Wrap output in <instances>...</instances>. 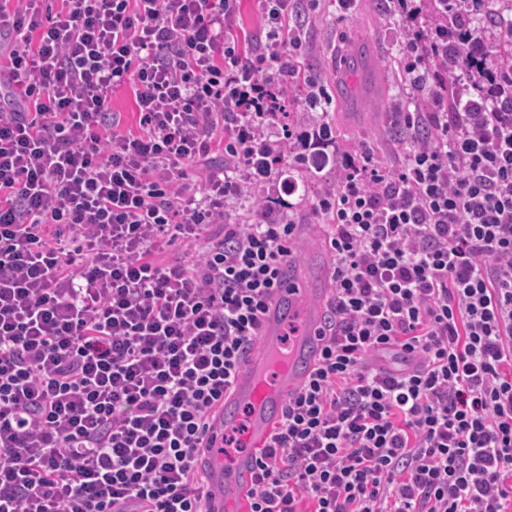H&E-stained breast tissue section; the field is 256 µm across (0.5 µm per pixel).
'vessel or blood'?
Masks as SVG:
<instances>
[{
  "mask_svg": "<svg viewBox=\"0 0 512 512\" xmlns=\"http://www.w3.org/2000/svg\"><path fill=\"white\" fill-rule=\"evenodd\" d=\"M330 294L325 279L311 282L293 270L283 271L262 315L263 347L242 364L225 392L210 421L208 435L214 445L197 459L210 492L208 512H250L257 453L279 422L288 396L307 381L319 361L325 345L322 315ZM287 331L292 343L285 353L281 344ZM237 427L242 450L230 462L218 445Z\"/></svg>",
  "mask_w": 512,
  "mask_h": 512,
  "instance_id": "b4317fda",
  "label": "vessel or blood"
}]
</instances>
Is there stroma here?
<instances>
[{"mask_svg":"<svg viewBox=\"0 0 512 512\" xmlns=\"http://www.w3.org/2000/svg\"><path fill=\"white\" fill-rule=\"evenodd\" d=\"M399 23L387 9L385 0H355L346 16H339L334 0H322L318 13L304 28L302 53L309 74L322 92V105L307 117H300L301 103H291L298 131H308L314 123L332 124L341 146L358 153L363 144H371L378 160L391 159L389 144L395 132V112L403 98V84L398 76L400 55L395 37ZM359 45L370 51V63L376 66L382 81L377 94L383 102L380 117L352 123L346 108L337 104L333 88L336 62L350 45ZM337 170L326 167L319 178L305 177L300 166L282 165L276 181L294 179V193L280 194L278 202L299 226L298 255L292 266L300 273H308L312 266L326 256L323 220L313 212L317 191L335 183Z\"/></svg>","mask_w":512,"mask_h":512,"instance_id":"stroma-1","label":"stroma"}]
</instances>
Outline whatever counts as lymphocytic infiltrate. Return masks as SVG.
I'll return each instance as SVG.
<instances>
[{
	"label": "lymphocytic infiltrate",
	"mask_w": 512,
	"mask_h": 512,
	"mask_svg": "<svg viewBox=\"0 0 512 512\" xmlns=\"http://www.w3.org/2000/svg\"><path fill=\"white\" fill-rule=\"evenodd\" d=\"M0 4V512H206L196 468L295 226L230 204L270 182L321 103L303 0ZM401 21V155L344 154L319 192L333 296L319 364L257 457L251 512H512V73L449 105L447 27ZM131 89L138 134L112 97ZM223 151L224 164L211 160ZM180 243L183 255L158 253ZM258 0H240L239 6V22L242 27L241 37L251 39L259 36L263 29L261 14L258 10Z\"/></svg>",
	"instance_id": "lymphocytic-infiltrate-1"
}]
</instances>
